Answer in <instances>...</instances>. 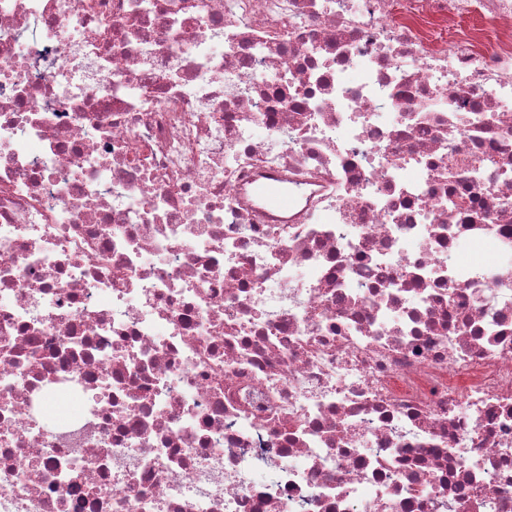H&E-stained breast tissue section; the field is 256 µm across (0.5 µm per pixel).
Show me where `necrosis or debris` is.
Wrapping results in <instances>:
<instances>
[{"instance_id":"necrosis-or-debris-1","label":"necrosis or debris","mask_w":512,"mask_h":512,"mask_svg":"<svg viewBox=\"0 0 512 512\" xmlns=\"http://www.w3.org/2000/svg\"><path fill=\"white\" fill-rule=\"evenodd\" d=\"M511 130L512 0H0V512H512ZM260 191L263 201L273 208L286 210L294 204V196L276 181L267 182Z\"/></svg>"}]
</instances>
